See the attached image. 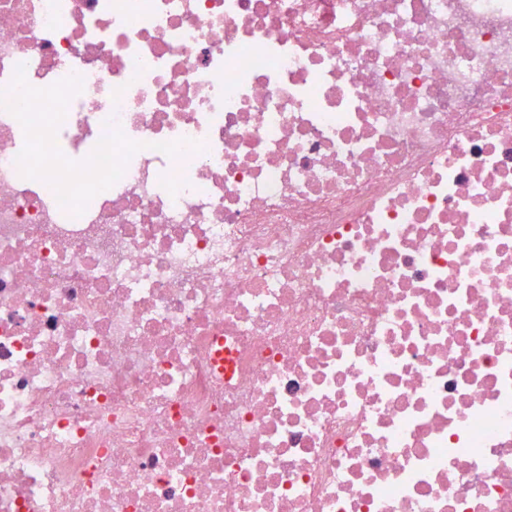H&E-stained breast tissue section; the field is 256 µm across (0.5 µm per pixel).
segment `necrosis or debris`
<instances>
[{"instance_id": "obj_1", "label": "necrosis or debris", "mask_w": 512, "mask_h": 512, "mask_svg": "<svg viewBox=\"0 0 512 512\" xmlns=\"http://www.w3.org/2000/svg\"><path fill=\"white\" fill-rule=\"evenodd\" d=\"M0 512H512V0H0Z\"/></svg>"}]
</instances>
